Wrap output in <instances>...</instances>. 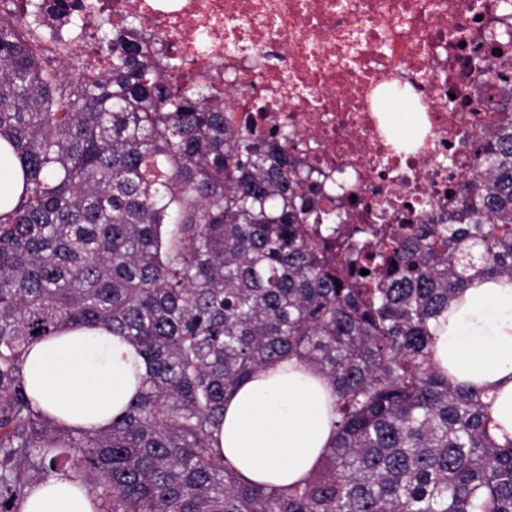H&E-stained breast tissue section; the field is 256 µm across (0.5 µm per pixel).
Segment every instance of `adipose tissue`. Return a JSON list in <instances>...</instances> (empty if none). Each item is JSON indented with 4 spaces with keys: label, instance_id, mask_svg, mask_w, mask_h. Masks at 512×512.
Segmentation results:
<instances>
[{
    "label": "adipose tissue",
    "instance_id": "obj_1",
    "mask_svg": "<svg viewBox=\"0 0 512 512\" xmlns=\"http://www.w3.org/2000/svg\"><path fill=\"white\" fill-rule=\"evenodd\" d=\"M24 191L23 169L0 137V213ZM435 362L460 386L485 390L491 432L512 438V282L465 288L436 330ZM146 368L135 347L103 326H67L29 344L21 369L35 408L51 422L103 431L137 395ZM335 393L297 358L259 370L224 401L219 446L247 481L288 486L318 468L333 441ZM21 512H96L92 496L57 474L32 489Z\"/></svg>",
    "mask_w": 512,
    "mask_h": 512
}]
</instances>
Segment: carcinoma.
<instances>
[{"label":"carcinoma","mask_w":512,"mask_h":512,"mask_svg":"<svg viewBox=\"0 0 512 512\" xmlns=\"http://www.w3.org/2000/svg\"><path fill=\"white\" fill-rule=\"evenodd\" d=\"M25 2L28 23L0 18V136L25 182L0 214V512L57 473L99 512H512V441L432 332L473 280L512 281V71L478 62L498 117L448 217L366 250L340 212L314 221L288 128L169 79L139 16L96 35L110 71L71 77L43 41L84 0ZM71 324L147 362L106 432L51 423L22 382L26 346ZM288 355L336 392L334 441L306 483L251 485L216 447L224 399Z\"/></svg>","instance_id":"obj_1"}]
</instances>
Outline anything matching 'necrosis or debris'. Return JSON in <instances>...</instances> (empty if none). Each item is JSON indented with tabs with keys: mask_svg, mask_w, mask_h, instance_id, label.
Wrapping results in <instances>:
<instances>
[{
	"mask_svg": "<svg viewBox=\"0 0 512 512\" xmlns=\"http://www.w3.org/2000/svg\"><path fill=\"white\" fill-rule=\"evenodd\" d=\"M99 12L116 23L139 15L178 63L175 78L211 80L236 120L287 125L320 207L342 208L353 226L378 223L369 247L389 228L428 223L423 201L453 207L471 143L495 118L477 109L497 88L474 59L512 57L503 0H94L61 59L106 67L83 38ZM395 92L414 110L405 138L385 108Z\"/></svg>",
	"mask_w": 512,
	"mask_h": 512,
	"instance_id": "necrosis-or-debris-1",
	"label": "necrosis or debris"
}]
</instances>
